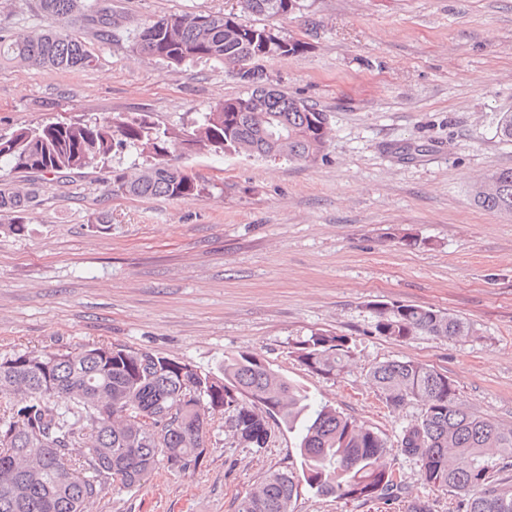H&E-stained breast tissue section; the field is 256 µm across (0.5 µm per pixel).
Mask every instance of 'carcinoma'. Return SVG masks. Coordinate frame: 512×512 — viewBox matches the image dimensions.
<instances>
[{"label": "carcinoma", "instance_id": "1", "mask_svg": "<svg viewBox=\"0 0 512 512\" xmlns=\"http://www.w3.org/2000/svg\"><path fill=\"white\" fill-rule=\"evenodd\" d=\"M303 0H244L235 15L172 13L128 31L133 50L171 65L212 61L252 89L199 113L191 125L161 128L145 118L108 116L57 121L0 133V162L30 177L69 176L123 153L143 159L133 176L112 171V190L141 198L190 201L205 190L199 176L168 157L198 151L314 164L330 138L327 114L281 91L269 93L262 74L245 69L246 51L299 54L306 43L273 40L268 21L285 19ZM54 20L40 32L0 27V64L80 71L98 61L71 31L77 22L101 43L119 29L106 0H34ZM263 100L262 112L241 102ZM474 203L512 217V168L496 170L472 192ZM33 193L0 183V219L14 234L30 223ZM371 332L405 342L426 334L466 340L471 325L430 307L373 306ZM351 340L315 329L294 356L312 374L336 377L352 360ZM367 378L391 407L416 403L417 424L403 431L401 454L419 461L423 482L461 497V512H512V485L495 478L512 461V425L486 420L460 403L444 370L414 360L371 367ZM0 512H86L112 485L141 484L159 466L186 472L206 451L209 429L228 415L236 442L257 450L270 437L269 419L296 433L301 476H263L241 496L237 512H294L299 483L321 496L391 502L403 494L387 443L369 426L318 402L268 364L242 352L224 358L219 373L148 349L78 345L0 356Z\"/></svg>", "mask_w": 512, "mask_h": 512}]
</instances>
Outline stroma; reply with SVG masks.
<instances>
[{"instance_id":"1","label":"stroma","mask_w":512,"mask_h":512,"mask_svg":"<svg viewBox=\"0 0 512 512\" xmlns=\"http://www.w3.org/2000/svg\"><path fill=\"white\" fill-rule=\"evenodd\" d=\"M119 4L133 22L240 10L238 0ZM278 28L307 49L260 68L327 113L323 158L195 154L183 164L206 189L191 201L113 193L111 171L131 167L128 154L64 183L38 180L24 232L0 229V356L112 343L213 370L253 354L380 432L407 487L389 505L304 487L295 512H407L411 502L458 512V496L425 485L399 450L420 406H387L366 374L405 359L447 370L470 411L512 425V217L470 194L512 168V142L497 130L512 112V0H304ZM95 52L86 71L1 67L0 131L113 114L180 127L246 90L217 63L169 66L125 40ZM375 303L432 307L474 335L396 342L372 334ZM313 329L350 338L340 376L295 360V342ZM293 458L278 422L257 452L219 418L196 468L109 488L90 512H237L251 484Z\"/></svg>"}]
</instances>
